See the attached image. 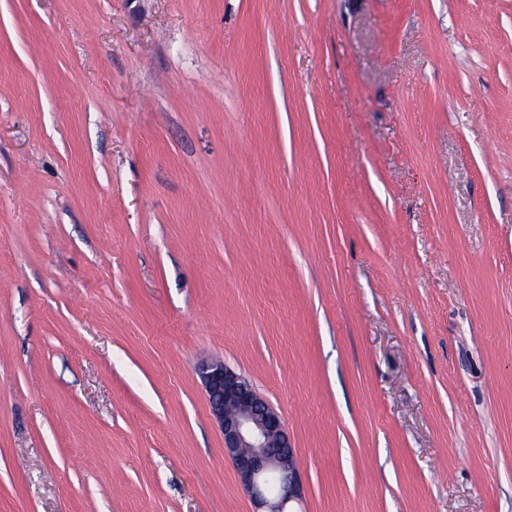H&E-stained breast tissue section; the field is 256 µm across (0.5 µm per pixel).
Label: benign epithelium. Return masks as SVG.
I'll list each match as a JSON object with an SVG mask.
<instances>
[{
    "label": "benign epithelium",
    "mask_w": 512,
    "mask_h": 512,
    "mask_svg": "<svg viewBox=\"0 0 512 512\" xmlns=\"http://www.w3.org/2000/svg\"><path fill=\"white\" fill-rule=\"evenodd\" d=\"M199 377L245 490L262 512H288L301 486L281 415L247 377L222 362L203 366Z\"/></svg>",
    "instance_id": "benign-epithelium-1"
}]
</instances>
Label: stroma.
I'll return each instance as SVG.
<instances>
[{"instance_id": "1", "label": "stroma", "mask_w": 512, "mask_h": 512, "mask_svg": "<svg viewBox=\"0 0 512 512\" xmlns=\"http://www.w3.org/2000/svg\"><path fill=\"white\" fill-rule=\"evenodd\" d=\"M512 512V0H0V512ZM210 411L224 436V450L258 509L291 512L301 498L298 464L281 415L243 374L223 362L199 371Z\"/></svg>"}]
</instances>
